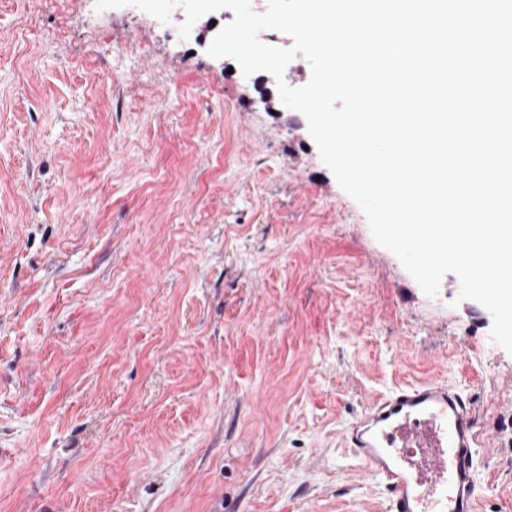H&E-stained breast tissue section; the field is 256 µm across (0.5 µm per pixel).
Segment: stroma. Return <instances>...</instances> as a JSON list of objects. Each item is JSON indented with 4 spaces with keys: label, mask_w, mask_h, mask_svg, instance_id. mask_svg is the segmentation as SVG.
<instances>
[{
    "label": "stroma",
    "mask_w": 512,
    "mask_h": 512,
    "mask_svg": "<svg viewBox=\"0 0 512 512\" xmlns=\"http://www.w3.org/2000/svg\"><path fill=\"white\" fill-rule=\"evenodd\" d=\"M0 0V512H385L344 434L467 396L476 512H512V353L426 296L278 80L207 21Z\"/></svg>",
    "instance_id": "1"
}]
</instances>
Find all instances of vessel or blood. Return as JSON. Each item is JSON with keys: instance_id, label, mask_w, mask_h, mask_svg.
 <instances>
[{"instance_id": "obj_1", "label": "vessel or blood", "mask_w": 512, "mask_h": 512, "mask_svg": "<svg viewBox=\"0 0 512 512\" xmlns=\"http://www.w3.org/2000/svg\"><path fill=\"white\" fill-rule=\"evenodd\" d=\"M346 441L388 487L386 512H475L476 438L463 397L448 385L395 388Z\"/></svg>"}]
</instances>
